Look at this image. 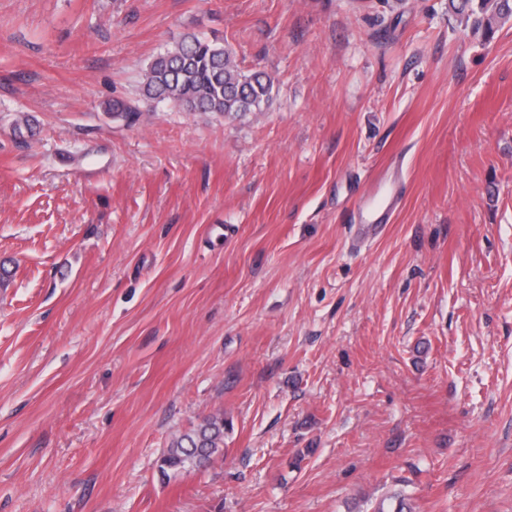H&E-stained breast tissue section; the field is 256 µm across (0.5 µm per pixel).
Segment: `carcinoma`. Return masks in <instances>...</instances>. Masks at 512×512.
Segmentation results:
<instances>
[{"mask_svg": "<svg viewBox=\"0 0 512 512\" xmlns=\"http://www.w3.org/2000/svg\"><path fill=\"white\" fill-rule=\"evenodd\" d=\"M459 24L474 31L493 30L512 19V0H449ZM147 99L171 103L185 112L245 115L262 112L272 101L273 81L263 72L246 73L231 52L215 40L186 36L157 56L143 78ZM224 455V413L211 415L175 437L161 457L160 468L179 473L203 471ZM374 512H411L395 495Z\"/></svg>", "mask_w": 512, "mask_h": 512, "instance_id": "cac0c4a2", "label": "carcinoma"}]
</instances>
